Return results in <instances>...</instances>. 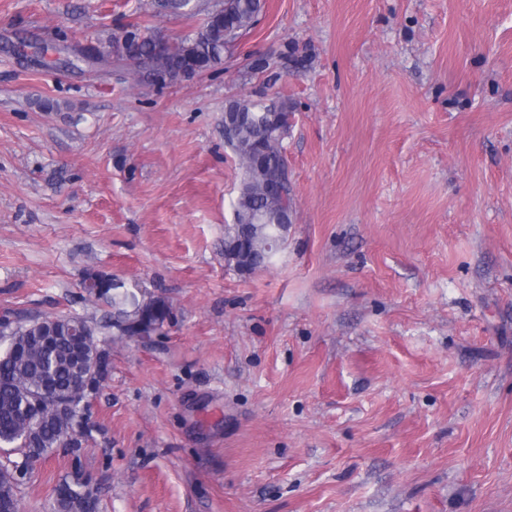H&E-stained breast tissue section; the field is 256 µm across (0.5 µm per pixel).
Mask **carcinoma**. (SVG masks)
<instances>
[{
    "label": "carcinoma",
    "instance_id": "1",
    "mask_svg": "<svg viewBox=\"0 0 512 512\" xmlns=\"http://www.w3.org/2000/svg\"><path fill=\"white\" fill-rule=\"evenodd\" d=\"M153 9L166 15L185 16L192 0H154ZM264 0H219L206 14L195 33L179 37L165 54L155 51L158 35L132 25L112 35L108 54L143 69L146 78L157 83L181 79L193 69L203 74L224 62V51L259 20ZM234 112L246 113L247 120L224 134V142L238 157L243 176L235 207V223L224 228V261L242 275H250L272 264L275 247L285 239V221L291 220L294 194L281 139L288 129V103L238 100ZM85 272L82 287L95 295H108L112 317L105 323L113 340L150 335L171 316V307L160 296L139 300L112 280L90 282ZM94 336L85 317L72 314L54 317L0 314V446L41 458L58 447L67 430L78 425L86 394L98 391L108 365L109 352L91 341L73 342L76 335ZM75 401L71 419L63 420L47 407L37 408L36 396L45 384ZM9 467L0 462V512H20L18 485L8 479ZM70 501L58 512H79L82 500L97 497L89 482L67 476L62 482Z\"/></svg>",
    "mask_w": 512,
    "mask_h": 512
}]
</instances>
